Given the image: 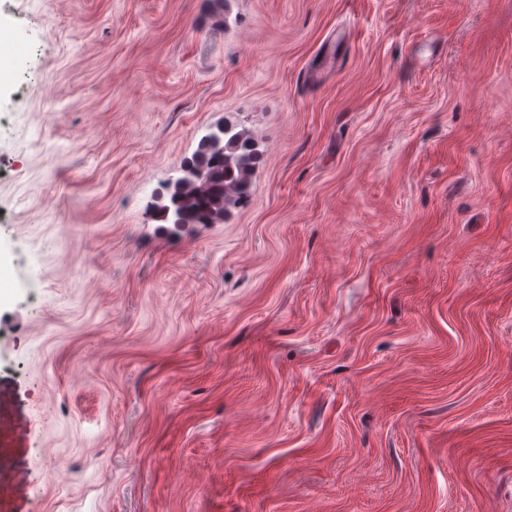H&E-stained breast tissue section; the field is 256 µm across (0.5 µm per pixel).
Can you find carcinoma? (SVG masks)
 <instances>
[{"instance_id": "cac0c4a2", "label": "carcinoma", "mask_w": 512, "mask_h": 512, "mask_svg": "<svg viewBox=\"0 0 512 512\" xmlns=\"http://www.w3.org/2000/svg\"><path fill=\"white\" fill-rule=\"evenodd\" d=\"M259 161L257 144L249 132L237 123L224 122L184 162V175L157 193L152 218L177 229L223 220L230 208L249 203L252 174Z\"/></svg>"}]
</instances>
